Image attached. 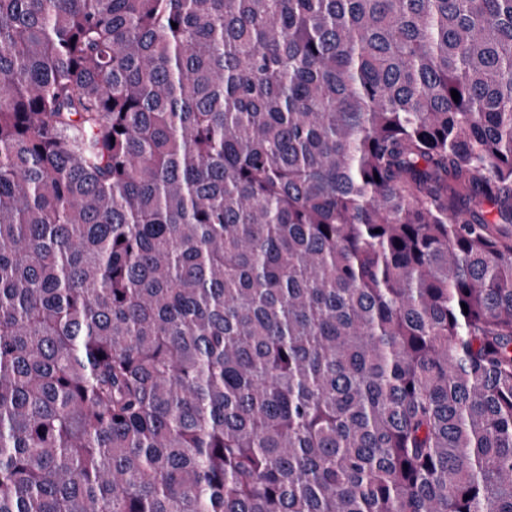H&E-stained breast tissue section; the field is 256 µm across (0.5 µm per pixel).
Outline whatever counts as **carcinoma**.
I'll return each instance as SVG.
<instances>
[{"mask_svg":"<svg viewBox=\"0 0 512 512\" xmlns=\"http://www.w3.org/2000/svg\"><path fill=\"white\" fill-rule=\"evenodd\" d=\"M0 512H512V0H0Z\"/></svg>","mask_w":512,"mask_h":512,"instance_id":"cac0c4a2","label":"carcinoma"}]
</instances>
